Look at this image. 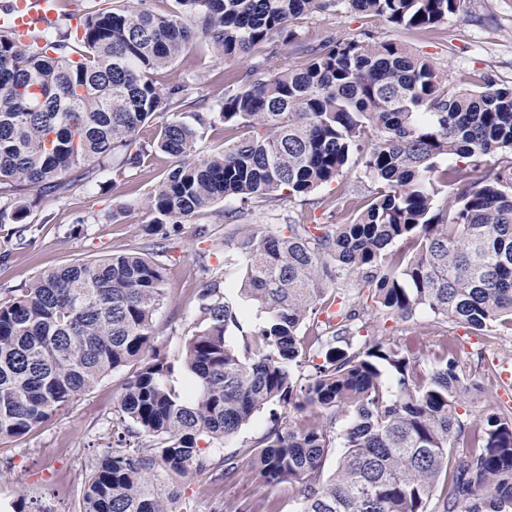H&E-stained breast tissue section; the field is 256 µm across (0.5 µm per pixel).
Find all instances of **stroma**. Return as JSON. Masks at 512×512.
<instances>
[{"label":"stroma","instance_id":"35a3bbf8","mask_svg":"<svg viewBox=\"0 0 512 512\" xmlns=\"http://www.w3.org/2000/svg\"><path fill=\"white\" fill-rule=\"evenodd\" d=\"M363 25V19L340 7L303 16L296 29L312 45L329 34L347 37ZM370 27L375 40L397 38L413 53L430 59L451 81L487 75L501 84L512 82V0H466L463 12L449 16L435 31H395L381 23ZM254 64L251 58L214 64L195 50L155 80L162 86L176 80L189 82L192 98L209 109L224 96L225 71H243ZM171 164L169 156L156 152L145 157L136 175L121 186H113L107 171L93 181L77 183L62 197L42 198L26 219L29 246H20L15 225L0 224V299L8 300L11 290L24 287L45 270L137 250L167 269L169 298L154 315L157 349L170 361L180 359L183 338L194 328L197 294L216 280L226 301L238 308L241 326L229 329L226 341L239 348L244 333L262 324L265 315L239 295L241 270L224 248L225 236L245 224H274L281 230L289 224H332L337 220L338 194L350 189L364 196L375 188L356 168L308 197L221 203L163 239L147 232L151 217L143 200L162 182ZM201 226L208 229L203 239L197 235ZM466 333L465 327L442 321L427 310L397 323L372 308L367 309L360 331L361 337L394 342L425 356L432 354L431 342L437 335L456 341ZM461 359L483 391L462 400L458 413L476 424L500 403L512 407V390L500 387L503 374H512L511 330L478 338ZM124 378L121 371L108 375L34 432L0 441V512H13L18 501L25 502L29 512H79L81 489L94 459L111 447L125 426L120 410ZM304 418L293 407L269 405L233 437L221 442L203 438L201 446L210 462L206 471L184 477L158 471L159 481L177 491L176 512H298L297 486L266 483L251 459L273 423L285 426ZM228 458L238 465L229 479L224 476Z\"/></svg>","mask_w":512,"mask_h":512}]
</instances>
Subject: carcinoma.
Wrapping results in <instances>:
<instances>
[{"label":"carcinoma","mask_w":512,"mask_h":512,"mask_svg":"<svg viewBox=\"0 0 512 512\" xmlns=\"http://www.w3.org/2000/svg\"><path fill=\"white\" fill-rule=\"evenodd\" d=\"M464 0H174L159 13L147 0H117L79 17L59 12L54 27L24 43L0 27V224L24 233L45 196L112 171L128 178L152 151L173 159L144 199L149 232L168 236L199 213L236 199L306 197L358 166L377 189L336 197L338 224H290L288 234L248 224L224 238L240 262L244 300L266 314L242 351L226 343L238 312L214 281L197 294L182 385L153 347V316L167 300L164 268L140 252L81 260L37 275L0 301V441L23 438L124 370L127 428L97 458L80 512H175L154 485L157 469L200 473L198 446L219 442L273 403L350 415L336 438L321 423L275 424L253 463L270 484L301 488L299 512H512V408L474 425L456 412L469 378L451 342L432 360L399 345L366 340L350 351L353 298L337 293L355 275L388 317L428 310L477 333L512 326V181L472 172L495 157L512 169V87L485 76L450 83L429 60L364 29L325 36L298 68L276 64L298 45L294 20L344 6L394 29L433 30ZM210 48L214 61L264 54L268 72L224 74L218 117L224 130L248 129L199 158V129L168 119L193 108L189 84L159 87L154 74L186 52ZM161 120L157 139L141 129ZM465 160L441 168L448 157ZM448 193V200L438 197ZM336 291L325 296L323 284ZM336 306V322L316 337L324 362L295 385L307 345L301 331ZM394 373V388L382 368ZM148 436L133 448L128 439ZM336 471L321 479L333 440ZM463 442L462 457L453 448Z\"/></svg>","instance_id":"cac0c4a2"}]
</instances>
